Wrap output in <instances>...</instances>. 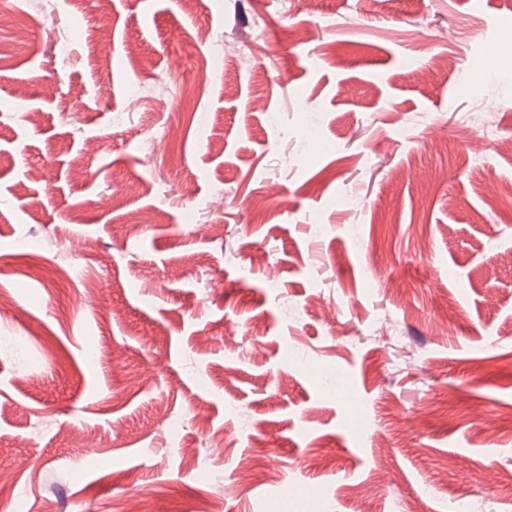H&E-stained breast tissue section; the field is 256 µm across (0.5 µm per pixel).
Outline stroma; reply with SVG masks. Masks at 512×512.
<instances>
[{
	"mask_svg": "<svg viewBox=\"0 0 512 512\" xmlns=\"http://www.w3.org/2000/svg\"><path fill=\"white\" fill-rule=\"evenodd\" d=\"M0 15V512H512V0Z\"/></svg>",
	"mask_w": 512,
	"mask_h": 512,
	"instance_id": "35a3bbf8",
	"label": "stroma"
}]
</instances>
